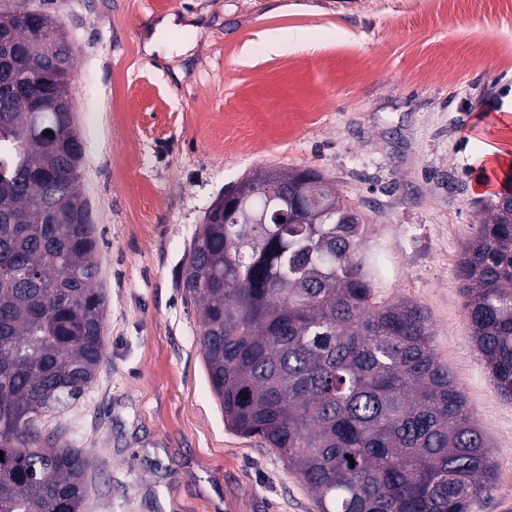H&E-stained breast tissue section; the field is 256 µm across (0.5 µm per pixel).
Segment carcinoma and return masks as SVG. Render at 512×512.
<instances>
[{
  "label": "carcinoma",
  "mask_w": 512,
  "mask_h": 512,
  "mask_svg": "<svg viewBox=\"0 0 512 512\" xmlns=\"http://www.w3.org/2000/svg\"><path fill=\"white\" fill-rule=\"evenodd\" d=\"M0 512H84L87 454L45 420L105 354L96 228L78 185L83 142L65 32L39 6L0 7ZM33 65L54 71L46 112ZM258 193L198 225L182 288L201 318L210 389L318 512H468L495 477L487 438L433 345L425 309L382 295L368 225L314 169L247 174ZM288 224H253L255 211ZM456 266L478 353L512 398V192L484 205Z\"/></svg>",
  "instance_id": "1"
}]
</instances>
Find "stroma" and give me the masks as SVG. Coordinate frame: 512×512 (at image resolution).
I'll use <instances>...</instances> for the list:
<instances>
[{"label":"stroma","instance_id":"stroma-1","mask_svg":"<svg viewBox=\"0 0 512 512\" xmlns=\"http://www.w3.org/2000/svg\"><path fill=\"white\" fill-rule=\"evenodd\" d=\"M71 41L79 189L106 354L46 423L90 458L87 512H317L280 456L224 425L179 286L205 211L243 174L315 169L365 218L386 298L421 305L512 512V399L470 339L456 263L494 192L474 170L512 114V14L463 0H52ZM170 15L165 52H147ZM315 47H307L309 35Z\"/></svg>","mask_w":512,"mask_h":512}]
</instances>
